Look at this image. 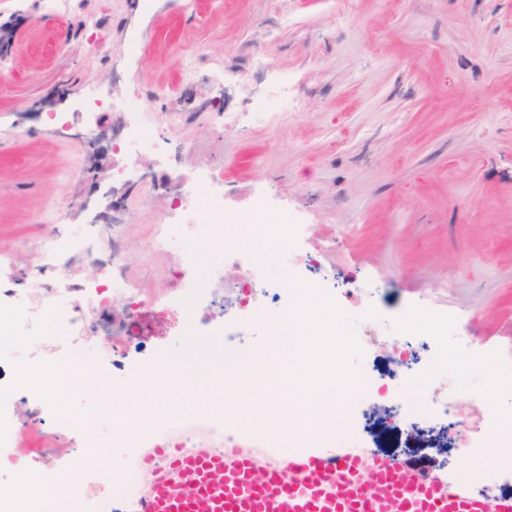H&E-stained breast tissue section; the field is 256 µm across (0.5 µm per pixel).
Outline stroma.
I'll use <instances>...</instances> for the list:
<instances>
[{"mask_svg":"<svg viewBox=\"0 0 512 512\" xmlns=\"http://www.w3.org/2000/svg\"><path fill=\"white\" fill-rule=\"evenodd\" d=\"M196 24L179 0H76L69 17L42 0H0L9 39L0 56L12 74L0 81V295L23 299L35 258L17 242L51 232L46 206L72 201L68 227L85 236L112 187L94 178L84 153L58 139L50 113L76 105L83 85L105 79L99 56L146 85L171 90L154 105L160 120L180 113L194 127V165L224 171L229 216L259 223L246 205L266 190L311 231L304 251L321 247L325 271L357 280L382 320L424 306L457 317L449 343L512 356V0H224ZM134 15L141 52L117 55L124 18ZM203 69L224 71V95L205 78L180 82L186 43ZM288 85V117L263 125L252 109L278 83ZM237 112L238 124L211 131L216 112ZM78 166L80 178L58 172ZM141 184L125 185L127 264L133 284L169 286L172 256L151 251L148 211L136 201ZM82 346L96 354L105 340L125 345L112 358L113 388L129 393L128 359L164 353L180 341L163 306L130 319L126 309L93 297ZM492 368L474 363L459 399L464 411L503 414L512 392L492 386ZM69 415L90 416L91 437L112 471L128 466L111 415L98 396L68 387L50 393ZM31 408L14 446L33 467L51 457L65 467L77 435L30 428ZM419 438L445 470L464 465L452 443L459 427L422 421Z\"/></svg>","mask_w":512,"mask_h":512,"instance_id":"stroma-1","label":"stroma"}]
</instances>
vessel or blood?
<instances>
[{
  "label": "vessel or blood",
  "instance_id": "obj_1",
  "mask_svg": "<svg viewBox=\"0 0 512 512\" xmlns=\"http://www.w3.org/2000/svg\"><path fill=\"white\" fill-rule=\"evenodd\" d=\"M128 512H512V494L475 492L458 473L401 454L335 448L263 468L234 448L179 450Z\"/></svg>",
  "mask_w": 512,
  "mask_h": 512
}]
</instances>
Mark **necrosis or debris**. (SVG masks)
<instances>
[{
    "instance_id": "obj_1",
    "label": "necrosis or debris",
    "mask_w": 512,
    "mask_h": 512,
    "mask_svg": "<svg viewBox=\"0 0 512 512\" xmlns=\"http://www.w3.org/2000/svg\"><path fill=\"white\" fill-rule=\"evenodd\" d=\"M164 95V89H147L113 78L112 109L129 117L113 168L117 177L140 180L145 179L146 168L166 170L165 194L170 203L162 211L155 212L148 233L154 252L162 254L172 249L178 254L173 286L163 295H147L126 281L121 221L111 214L99 225L100 254L92 262L93 273L86 281L87 287L105 283L112 290L113 301L125 303L133 310L163 304L174 328L182 336L197 335L202 330L201 318L182 300L186 290L210 300L214 335H223L228 328L257 324L265 326L270 335L276 337L282 336L284 326L293 322L290 309L295 296L310 288L324 290L335 304L353 303L362 321L360 340L363 345L386 341L405 367L403 374L390 386L384 382L376 365L361 366L362 379L353 386L354 396L392 395L390 419L401 425L416 410L404 396L409 390L420 387L428 393L421 407L423 411L460 421L463 430L472 432V439L464 444L467 454L482 455L492 441L498 447L512 448V426L500 416H482L474 421L460 418L457 392L470 369L472 356L468 341L449 345L451 322L448 317L410 307L393 322H382L375 307L358 298L356 281L338 283L329 280L321 272L319 253L303 255L298 252L300 225L289 212L279 213L272 224H227L224 171L220 168L201 170L190 165L195 140L189 127L175 122L164 128L157 124L151 105ZM201 200L213 211L216 226L198 221L196 204ZM222 223L226 224L227 230L221 235L216 227ZM261 251L274 252L283 258L279 279L270 280L263 274L256 258ZM203 256L212 266V273L205 280L197 275L199 259ZM229 268L243 270V278L227 282L224 272ZM32 280V296L11 307L7 318H0V347L8 345L24 352L33 349V337L23 335L21 327L37 315L50 329L64 337V356L59 362L30 363L28 372L20 377L18 384L1 382L0 403L9 402L17 393H25L35 403L34 424L67 428L72 424L70 417L62 410H47L42 406L43 384L71 375L77 388L91 391L110 386L112 376L100 359L85 355L79 348L88 312L77 304L63 306L59 303L60 295L74 289L70 278L65 275L47 278L37 270L33 272ZM443 367L451 368L453 372L452 381L446 385L434 376L435 370ZM341 397V390L327 388L313 401L297 400L298 412L291 427L267 438V447H303L302 434L311 428L321 433L324 447H331ZM122 437L131 450L130 468L107 484L82 479L74 490L62 485L22 481L19 474L25 467L24 458L14 453L0 457V470L12 473L11 481H0V502H13L16 512H104L113 491L123 492L132 500L140 496L143 449L168 442L187 453L206 447L220 454L228 445L220 421L212 419L197 426L188 418L165 410L139 418L137 427L123 432Z\"/></svg>"
}]
</instances>
